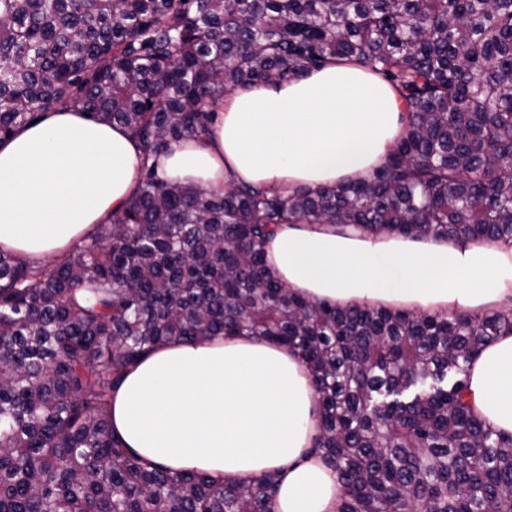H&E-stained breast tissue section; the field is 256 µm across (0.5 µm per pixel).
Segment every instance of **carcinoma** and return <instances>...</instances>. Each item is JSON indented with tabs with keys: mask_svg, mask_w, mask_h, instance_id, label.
Here are the masks:
<instances>
[{
	"mask_svg": "<svg viewBox=\"0 0 512 512\" xmlns=\"http://www.w3.org/2000/svg\"><path fill=\"white\" fill-rule=\"evenodd\" d=\"M336 60L396 92L402 131L334 188L160 178L224 96ZM67 109L128 128L138 191L72 252L0 250V512H276L277 474L220 484L142 459L109 403L157 347L246 336L293 349L318 399L339 512H512V434L467 402L492 314L342 307L292 292L284 224L512 239V0H0V140Z\"/></svg>",
	"mask_w": 512,
	"mask_h": 512,
	"instance_id": "1",
	"label": "carcinoma"
}]
</instances>
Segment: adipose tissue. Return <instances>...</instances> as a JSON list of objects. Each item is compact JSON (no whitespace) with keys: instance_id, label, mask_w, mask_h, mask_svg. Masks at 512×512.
I'll return each instance as SVG.
<instances>
[{"instance_id":"1","label":"adipose tissue","mask_w":512,"mask_h":512,"mask_svg":"<svg viewBox=\"0 0 512 512\" xmlns=\"http://www.w3.org/2000/svg\"><path fill=\"white\" fill-rule=\"evenodd\" d=\"M391 87L332 62L226 97L214 133L155 158L164 179L205 188L233 177L293 190L369 177L398 135ZM138 140L123 126L62 109L0 141V249L61 256L111 223L137 190ZM280 280L341 306L483 313L512 305V242L376 236L286 224L268 247ZM467 399L512 433V334L471 363ZM112 427L145 460L220 483L277 472V512H338L342 488L313 453L315 393L297 355L245 336L159 346L112 395Z\"/></svg>"}]
</instances>
